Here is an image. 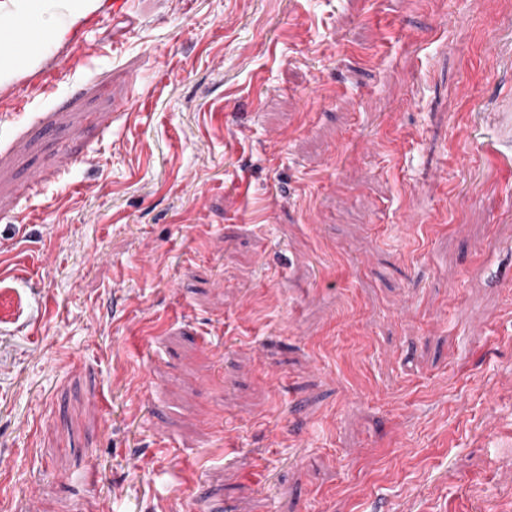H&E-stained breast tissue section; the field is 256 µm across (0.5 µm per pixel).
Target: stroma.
I'll list each match as a JSON object with an SVG mask.
<instances>
[{"label": "stroma", "instance_id": "35a3bbf8", "mask_svg": "<svg viewBox=\"0 0 512 512\" xmlns=\"http://www.w3.org/2000/svg\"><path fill=\"white\" fill-rule=\"evenodd\" d=\"M1 245L0 512H512V0H105Z\"/></svg>", "mask_w": 512, "mask_h": 512}]
</instances>
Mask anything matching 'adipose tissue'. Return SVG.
Segmentation results:
<instances>
[{
  "instance_id": "obj_1",
  "label": "adipose tissue",
  "mask_w": 512,
  "mask_h": 512,
  "mask_svg": "<svg viewBox=\"0 0 512 512\" xmlns=\"http://www.w3.org/2000/svg\"><path fill=\"white\" fill-rule=\"evenodd\" d=\"M103 0H0V17L9 28L0 40L10 37L41 48L67 41L73 28L87 21Z\"/></svg>"
}]
</instances>
